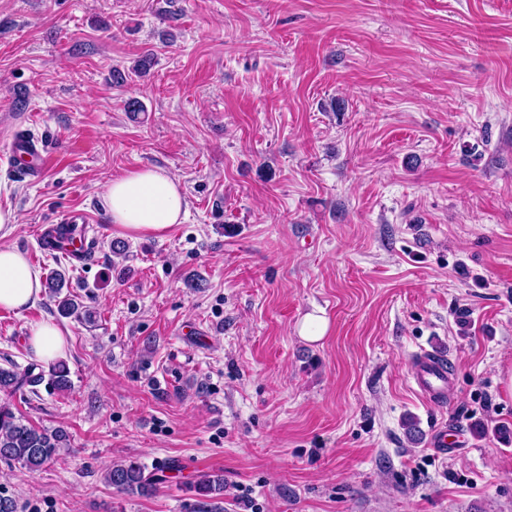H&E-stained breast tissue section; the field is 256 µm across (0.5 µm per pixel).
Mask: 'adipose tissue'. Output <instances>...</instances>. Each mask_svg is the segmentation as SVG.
I'll return each instance as SVG.
<instances>
[{
	"mask_svg": "<svg viewBox=\"0 0 512 512\" xmlns=\"http://www.w3.org/2000/svg\"><path fill=\"white\" fill-rule=\"evenodd\" d=\"M111 223L134 236H160L182 223L188 201L179 180L167 170L147 166L112 178L104 195ZM39 270L15 247L0 246V308L19 312L41 297Z\"/></svg>",
	"mask_w": 512,
	"mask_h": 512,
	"instance_id": "1",
	"label": "adipose tissue"
}]
</instances>
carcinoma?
Wrapping results in <instances>:
<instances>
[{"instance_id":"carcinoma-1","label":"carcinoma","mask_w":512,"mask_h":512,"mask_svg":"<svg viewBox=\"0 0 512 512\" xmlns=\"http://www.w3.org/2000/svg\"><path fill=\"white\" fill-rule=\"evenodd\" d=\"M65 286L64 277L55 273L47 278L45 287L50 296L58 299V313L65 317L80 315V304L67 296L60 297ZM58 390L71 386L68 370L62 361H58L45 371L32 364L21 369L16 364L0 367V459L15 462L30 472H36L52 462L60 449L68 447L69 434L61 428H38L21 416H16L10 407V399L17 394L38 395L37 387L44 378ZM106 481L118 492L138 494L149 497L156 493L159 478L156 474L135 461L127 460L115 464L106 474ZM201 496L221 494L224 492V475L204 473L193 485Z\"/></svg>"}]
</instances>
